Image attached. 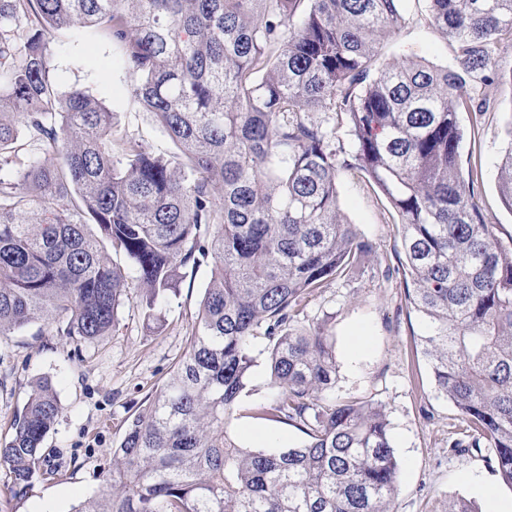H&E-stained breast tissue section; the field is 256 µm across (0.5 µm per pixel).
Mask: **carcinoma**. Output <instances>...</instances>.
<instances>
[{
    "instance_id": "carcinoma-1",
    "label": "carcinoma",
    "mask_w": 512,
    "mask_h": 512,
    "mask_svg": "<svg viewBox=\"0 0 512 512\" xmlns=\"http://www.w3.org/2000/svg\"><path fill=\"white\" fill-rule=\"evenodd\" d=\"M401 2L0 0V171L20 135L45 146L0 176V337L43 322L94 343L118 323L127 268L151 317L182 271L212 263L185 355L112 449L101 493L75 512H392L385 408L327 401V324L300 326L308 296L373 252L339 219L344 168L364 172L397 213L435 387L512 487V249L474 201L458 118L490 109L475 88L512 84V66L493 58L512 48V0H425L451 68L378 64ZM75 25L122 47L135 99L178 153L113 139L98 98L59 90L50 33ZM504 137L499 191L512 210V120ZM260 336L272 399L257 415L308 436L285 451L227 434ZM61 413L38 379L0 444L15 486L39 476Z\"/></svg>"
}]
</instances>
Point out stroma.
<instances>
[{"mask_svg": "<svg viewBox=\"0 0 512 512\" xmlns=\"http://www.w3.org/2000/svg\"><path fill=\"white\" fill-rule=\"evenodd\" d=\"M403 16L381 48L380 64L425 59L453 66L452 47L429 25L423 0H404ZM51 39L60 89L83 87L110 109L116 135L174 153L134 98L116 45L88 29L56 31ZM487 96L491 110L480 123H473L470 113L458 115L465 130L459 161L461 167L478 169L475 200L502 246L511 249L512 210L501 200L499 165L506 149L503 128L512 119V85H496ZM337 189L344 221L369 240L373 253L348 275L326 282L306 307L307 324L328 320L334 338L337 373L331 397L385 407L399 468L395 512H443L459 497L487 512L486 487L498 501L511 502L512 488L494 471L490 449L450 447L462 439L465 423L436 390L418 347L422 325L406 299L397 213L359 170H341ZM209 279L206 264L187 274L177 295L158 300L161 318L153 321L144 311L145 288L129 278L116 330L77 349L56 336L54 327L40 323L0 343V443L11 436L13 414L37 379L51 380L62 406L44 441L45 452L61 466L60 475L34 481L18 494L0 466V512H70L100 493L112 470L111 448L184 354ZM253 356L250 382L227 427L229 435L245 448L281 451L301 445L306 436L300 429L254 417V405L269 401L271 394L263 339H255Z\"/></svg>", "mask_w": 512, "mask_h": 512, "instance_id": "obj_1", "label": "stroma"}]
</instances>
